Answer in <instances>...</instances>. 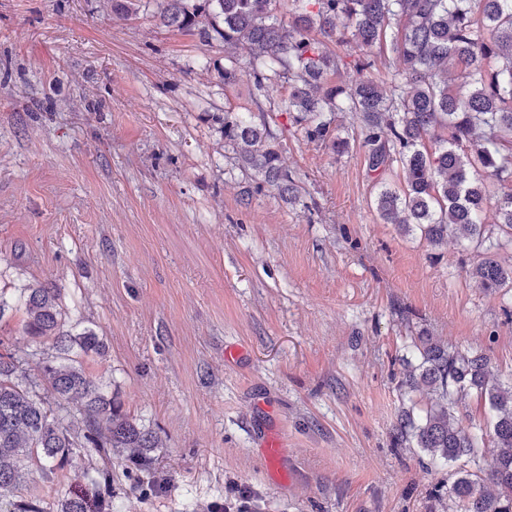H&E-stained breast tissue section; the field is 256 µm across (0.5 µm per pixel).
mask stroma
<instances>
[{"mask_svg": "<svg viewBox=\"0 0 512 512\" xmlns=\"http://www.w3.org/2000/svg\"><path fill=\"white\" fill-rule=\"evenodd\" d=\"M124 21L99 0H0V343L20 349V297L57 289L82 356L158 440L153 486L112 461V512H448L454 469L395 440L427 390L401 385L413 340L486 354L512 379V292L481 288L473 245L431 247L383 223L362 116L338 118L333 154L291 127L269 88L264 116L296 203L224 148L213 114L248 107L206 62L222 47ZM284 448L265 462L266 435ZM97 456L75 454L20 492L56 508Z\"/></svg>", "mask_w": 512, "mask_h": 512, "instance_id": "35a3bbf8", "label": "stroma"}]
</instances>
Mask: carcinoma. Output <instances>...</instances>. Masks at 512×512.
<instances>
[{
    "mask_svg": "<svg viewBox=\"0 0 512 512\" xmlns=\"http://www.w3.org/2000/svg\"><path fill=\"white\" fill-rule=\"evenodd\" d=\"M100 2L120 20L141 7V0ZM279 2L162 0L159 20L204 46L221 44L224 62L213 64L214 71L226 89L248 76L255 106L267 88L288 85L278 111L288 113L309 141L335 154L349 148L336 114L362 113L369 170L383 173L396 162L403 173L401 187L378 192L380 219L419 232L433 247L446 244L450 234L463 237L483 248L471 276L488 291H512V264L496 253L512 245V191H495V184L512 179V0H298L286 25L277 16ZM336 41L347 46L342 56L328 48ZM241 46L248 50L244 58L237 54ZM375 48L392 54L386 87L370 76L350 85L336 81L349 68L370 70ZM454 70L461 79L456 86L448 79ZM213 119L241 168L282 201L299 199L266 120L257 123L229 106ZM430 138L432 150L426 146ZM491 205L500 231L494 241L483 219ZM24 302L32 347L0 351V503L10 501L11 512H45L37 498L13 501L31 469L48 479L77 452L110 459L130 449L139 472L146 473L157 440L71 356L75 348L102 355L105 344L92 329L63 330L57 290L28 288ZM49 340L57 355L39 365L48 380L43 388L24 365ZM414 347L419 363L401 385L409 391L426 386L433 402L418 418L404 412L398 436L458 464L448 487L452 512H512V384L505 388L490 378L484 354L450 350L430 336L418 337ZM471 396L490 413L495 463L489 470L478 460L482 438L451 423L452 410ZM81 481L78 490L61 494L57 512H112V500L101 495L110 472L91 466Z\"/></svg>",
    "mask_w": 512,
    "mask_h": 512,
    "instance_id": "1",
    "label": "carcinoma"
}]
</instances>
